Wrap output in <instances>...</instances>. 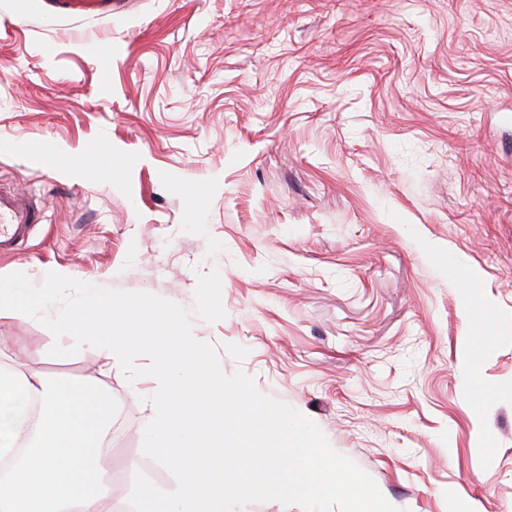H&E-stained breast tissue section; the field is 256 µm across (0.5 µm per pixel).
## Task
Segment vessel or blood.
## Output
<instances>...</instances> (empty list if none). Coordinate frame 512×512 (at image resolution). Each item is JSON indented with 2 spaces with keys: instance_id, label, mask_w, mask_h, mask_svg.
Returning a JSON list of instances; mask_svg holds the SVG:
<instances>
[{
  "instance_id": "vessel-or-blood-1",
  "label": "vessel or blood",
  "mask_w": 512,
  "mask_h": 512,
  "mask_svg": "<svg viewBox=\"0 0 512 512\" xmlns=\"http://www.w3.org/2000/svg\"><path fill=\"white\" fill-rule=\"evenodd\" d=\"M43 5L77 17H108L118 7L116 0H43ZM43 220L42 210L30 196L0 188V254L16 251Z\"/></svg>"
}]
</instances>
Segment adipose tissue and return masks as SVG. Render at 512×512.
<instances>
[{"label": "adipose tissue", "mask_w": 512, "mask_h": 512, "mask_svg": "<svg viewBox=\"0 0 512 512\" xmlns=\"http://www.w3.org/2000/svg\"><path fill=\"white\" fill-rule=\"evenodd\" d=\"M112 404L93 382L0 368V512H106Z\"/></svg>", "instance_id": "ef3b65f1"}]
</instances>
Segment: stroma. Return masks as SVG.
<instances>
[{
  "instance_id": "1",
  "label": "stroma",
  "mask_w": 512,
  "mask_h": 512,
  "mask_svg": "<svg viewBox=\"0 0 512 512\" xmlns=\"http://www.w3.org/2000/svg\"><path fill=\"white\" fill-rule=\"evenodd\" d=\"M17 2L0 185L45 222L0 275L173 301L391 504L512 512V0ZM56 341L0 313V364L111 399L112 512L136 472L174 485L152 378ZM119 4L112 0H43L47 10L77 17H109Z\"/></svg>"
}]
</instances>
